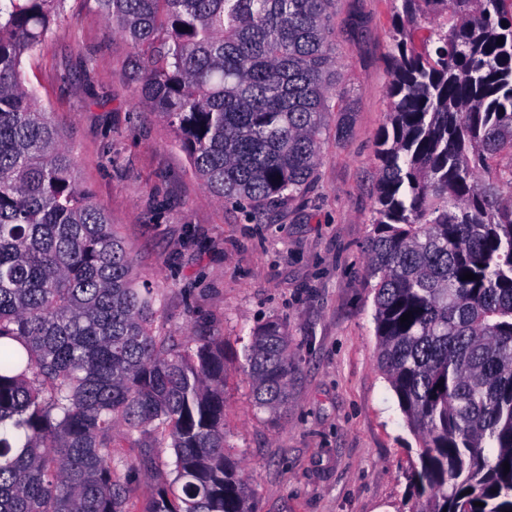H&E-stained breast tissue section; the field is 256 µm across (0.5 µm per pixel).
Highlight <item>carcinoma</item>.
<instances>
[{
  "mask_svg": "<svg viewBox=\"0 0 512 512\" xmlns=\"http://www.w3.org/2000/svg\"><path fill=\"white\" fill-rule=\"evenodd\" d=\"M334 2L96 0L147 57L142 103L219 200L252 208L312 180ZM398 2L368 274L378 362L420 443L411 512H512V0ZM63 3L0 0V512H127L165 443L174 478L145 512H257L224 453V343L156 334L154 289L25 81ZM246 361L255 406L281 416L282 324ZM117 426L153 435L139 461L115 457Z\"/></svg>",
  "mask_w": 512,
  "mask_h": 512,
  "instance_id": "carcinoma-1",
  "label": "carcinoma"
}]
</instances>
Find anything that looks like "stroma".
Returning <instances> with one entry per match:
<instances>
[{"label": "stroma", "instance_id": "obj_1", "mask_svg": "<svg viewBox=\"0 0 512 512\" xmlns=\"http://www.w3.org/2000/svg\"><path fill=\"white\" fill-rule=\"evenodd\" d=\"M394 0H336L341 78L310 186L256 211L219 201L173 130L139 99L145 65L95 0H65L25 78L62 128L77 176L124 239L137 280L158 294L153 326L181 347L224 342V446L257 512H409L419 443L378 364L367 244L394 54ZM91 60L83 73L79 63ZM93 93H86V83ZM285 327L288 415L254 405L244 353L253 331ZM138 477L129 512L173 478V451Z\"/></svg>", "mask_w": 512, "mask_h": 512}]
</instances>
